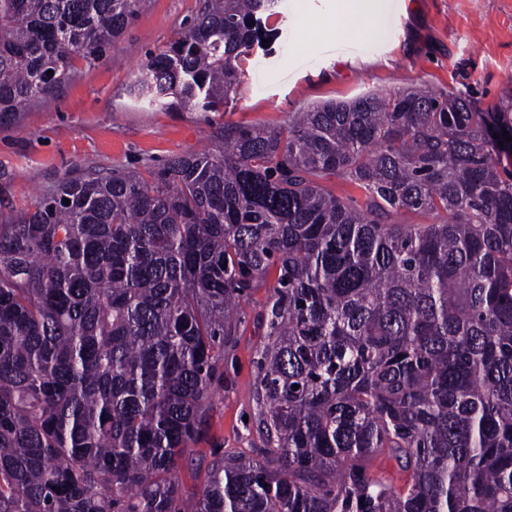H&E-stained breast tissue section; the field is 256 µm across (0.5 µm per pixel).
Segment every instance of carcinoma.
<instances>
[{
	"instance_id": "1",
	"label": "carcinoma",
	"mask_w": 512,
	"mask_h": 512,
	"mask_svg": "<svg viewBox=\"0 0 512 512\" xmlns=\"http://www.w3.org/2000/svg\"><path fill=\"white\" fill-rule=\"evenodd\" d=\"M143 3L0 0V120L108 57ZM277 6L204 0L128 96L224 110ZM505 131L512 88L489 112L368 92L226 123L224 146L162 168L66 178L0 222V512H512ZM266 287L265 448L216 459L191 496L177 463ZM383 454L404 485L374 472Z\"/></svg>"
}]
</instances>
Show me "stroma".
<instances>
[{
  "label": "stroma",
  "mask_w": 512,
  "mask_h": 512,
  "mask_svg": "<svg viewBox=\"0 0 512 512\" xmlns=\"http://www.w3.org/2000/svg\"><path fill=\"white\" fill-rule=\"evenodd\" d=\"M375 30L336 42L311 33L297 46L305 15L330 0H280L267 46L243 65L238 94L221 112H168L130 98L126 89L145 56L164 50L203 0H147L108 59L76 62L49 99L0 123V221L33 209L61 180L94 165L112 171L163 165L204 145L222 146L224 126L283 124L289 113L369 91L458 89L479 109L512 88V0H376ZM267 289L255 290L231 340L205 432L178 464L184 490L201 493L215 457H254L263 446L253 419L256 351L264 341L258 314Z\"/></svg>",
  "instance_id": "obj_1"
}]
</instances>
